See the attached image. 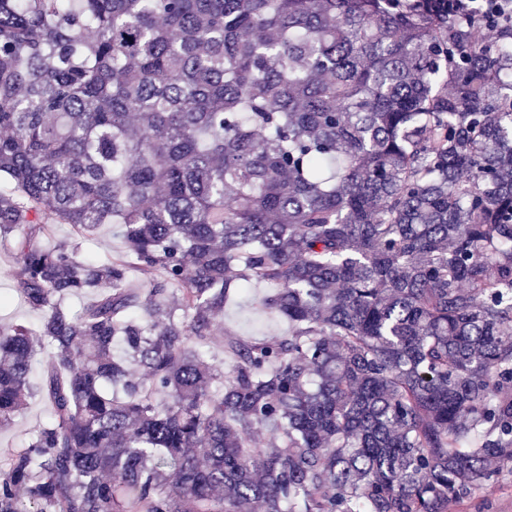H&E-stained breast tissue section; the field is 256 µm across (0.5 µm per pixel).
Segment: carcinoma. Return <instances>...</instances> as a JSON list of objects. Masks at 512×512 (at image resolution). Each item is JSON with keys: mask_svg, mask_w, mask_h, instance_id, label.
I'll list each match as a JSON object with an SVG mask.
<instances>
[{"mask_svg": "<svg viewBox=\"0 0 512 512\" xmlns=\"http://www.w3.org/2000/svg\"><path fill=\"white\" fill-rule=\"evenodd\" d=\"M2 177L42 321L0 328V428L49 416L0 450V512H448L512 467V32L435 0H0ZM251 281L291 330L215 365ZM116 232L117 229L112 232V225L105 224L88 239H78L81 257L98 260L115 256L123 248L122 238ZM46 406L39 397L29 400L27 407L17 415L11 424L0 432V448H21L29 433L45 416Z\"/></svg>", "mask_w": 512, "mask_h": 512, "instance_id": "carcinoma-1", "label": "carcinoma"}]
</instances>
